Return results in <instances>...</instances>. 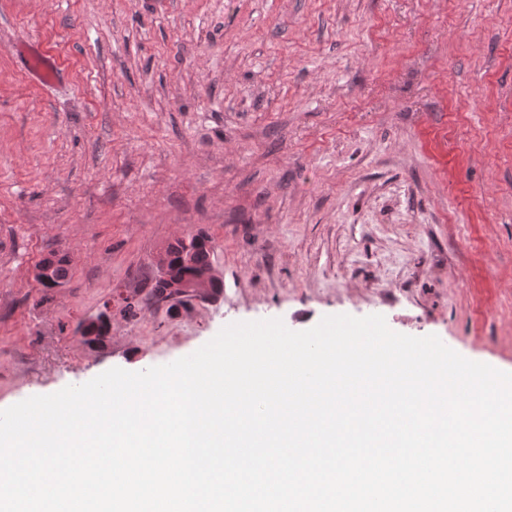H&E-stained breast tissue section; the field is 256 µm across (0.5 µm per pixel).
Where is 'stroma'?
Returning a JSON list of instances; mask_svg holds the SVG:
<instances>
[{
    "instance_id": "stroma-1",
    "label": "stroma",
    "mask_w": 512,
    "mask_h": 512,
    "mask_svg": "<svg viewBox=\"0 0 512 512\" xmlns=\"http://www.w3.org/2000/svg\"><path fill=\"white\" fill-rule=\"evenodd\" d=\"M200 232L220 301L156 302ZM338 314L512 368V0H0V409ZM18 47L28 61L30 76L37 84L50 87L59 80L61 66L41 43L24 42Z\"/></svg>"
}]
</instances>
